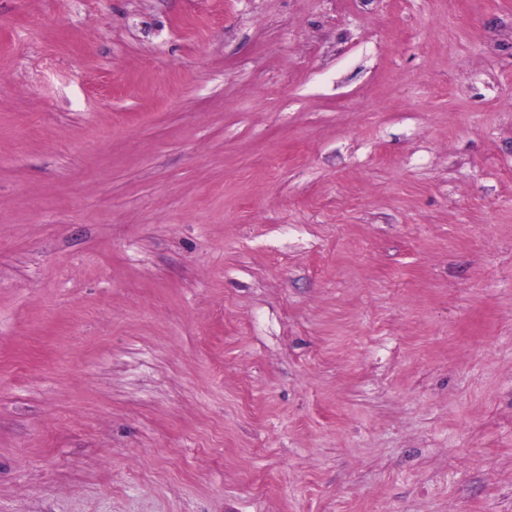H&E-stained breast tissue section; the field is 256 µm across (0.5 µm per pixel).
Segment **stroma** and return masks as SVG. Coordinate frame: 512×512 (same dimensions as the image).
<instances>
[{
  "label": "stroma",
  "mask_w": 512,
  "mask_h": 512,
  "mask_svg": "<svg viewBox=\"0 0 512 512\" xmlns=\"http://www.w3.org/2000/svg\"><path fill=\"white\" fill-rule=\"evenodd\" d=\"M0 512H512V0H0Z\"/></svg>",
  "instance_id": "obj_1"
}]
</instances>
